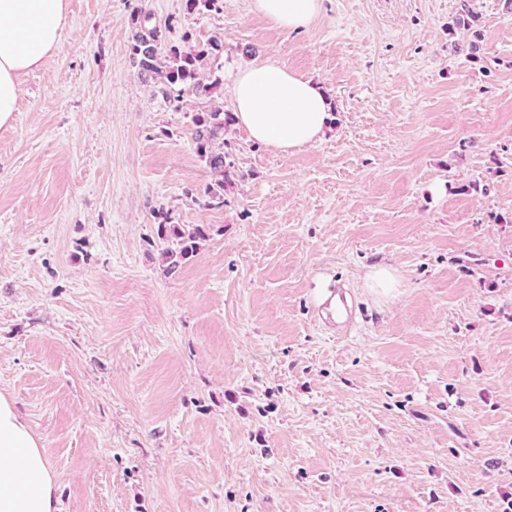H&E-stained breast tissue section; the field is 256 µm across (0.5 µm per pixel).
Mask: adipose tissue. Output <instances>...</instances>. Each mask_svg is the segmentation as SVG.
Listing matches in <instances>:
<instances>
[{
    "label": "adipose tissue",
    "mask_w": 512,
    "mask_h": 512,
    "mask_svg": "<svg viewBox=\"0 0 512 512\" xmlns=\"http://www.w3.org/2000/svg\"><path fill=\"white\" fill-rule=\"evenodd\" d=\"M251 10L288 31L307 28L322 0H249ZM67 0H0V126L17 108L21 80L59 48ZM235 122L250 140L283 153L320 142L330 100L311 76L271 57L231 62L226 71ZM0 512H58V483L40 440L0 393Z\"/></svg>",
    "instance_id": "obj_1"
}]
</instances>
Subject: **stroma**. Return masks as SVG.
<instances>
[{
	"instance_id": "obj_1",
	"label": "stroma",
	"mask_w": 512,
	"mask_h": 512,
	"mask_svg": "<svg viewBox=\"0 0 512 512\" xmlns=\"http://www.w3.org/2000/svg\"><path fill=\"white\" fill-rule=\"evenodd\" d=\"M138 9L215 92L142 74ZM267 56L333 129L285 155L227 122L215 204L192 119ZM163 224L205 230L173 271ZM0 393L59 512H512V0H324L294 33L248 0H69L0 127ZM366 285L368 288H380L389 292L393 288H399L400 276L391 266H377L367 274ZM319 310L330 318H335L337 324L349 322L353 317L352 308L346 296L335 289L330 290L329 296L319 306Z\"/></svg>"
}]
</instances>
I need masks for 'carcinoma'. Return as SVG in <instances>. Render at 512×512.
<instances>
[{
  "label": "carcinoma",
  "mask_w": 512,
  "mask_h": 512,
  "mask_svg": "<svg viewBox=\"0 0 512 512\" xmlns=\"http://www.w3.org/2000/svg\"><path fill=\"white\" fill-rule=\"evenodd\" d=\"M132 50L139 56L143 72L156 74L170 85L189 86L200 94H209L215 88L213 84L203 83L199 77V69L207 55L205 50L192 53L184 52L176 46L164 48L153 29L134 35ZM162 59L166 62L163 67L160 66ZM192 122L195 125L196 152L214 176L206 192L211 198L219 200L224 192V147L216 144V140L224 132V113L201 112L193 117ZM204 235L205 230L200 226L186 232L177 224L161 225L163 255L169 261V267L174 269L191 257L196 252L197 240Z\"/></svg>",
  "instance_id": "carcinoma-1"
}]
</instances>
